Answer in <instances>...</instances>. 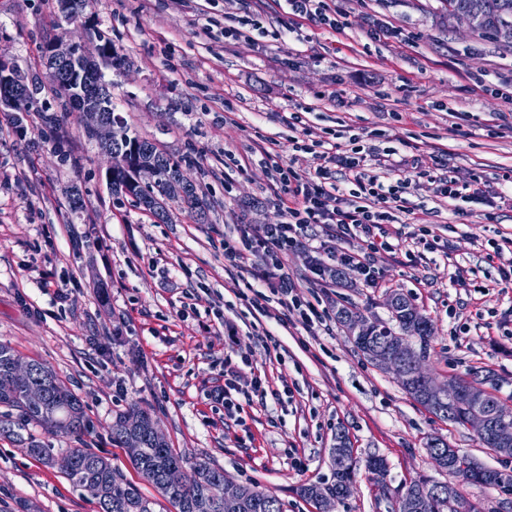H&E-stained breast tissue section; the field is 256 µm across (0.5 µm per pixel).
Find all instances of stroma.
<instances>
[{
	"label": "stroma",
	"instance_id": "1",
	"mask_svg": "<svg viewBox=\"0 0 512 512\" xmlns=\"http://www.w3.org/2000/svg\"><path fill=\"white\" fill-rule=\"evenodd\" d=\"M340 6L349 16L343 32L306 24L291 33L286 0H92L90 23L125 59L104 70L117 112L131 132L187 159L212 205L205 224L174 200L170 223L158 224L133 198L113 197L108 161L77 114L49 125L34 112L18 125L0 112V342L52 367L88 416L81 438L39 427L36 438L94 449L134 482L110 427L133 405L148 406L189 463L223 467L233 482L278 496L285 512H315L296 489L332 483L340 430L358 459L383 457L388 470L379 483L358 467L334 512H394L410 480L448 481L425 448L433 436L481 466L512 470V459L483 447L473 431L410 398L335 318L308 333L252 315L240 297L248 275L224 270V237L237 225L284 221L265 156L312 172L315 157L293 149L310 130L395 148L401 175L431 174L441 162L459 183L480 176L512 186V103L496 93L512 84V47L449 21L439 0ZM374 21L400 36L373 37ZM77 32L59 25L56 0H0V59L25 79L46 81V38ZM293 112L302 123L288 125ZM75 188L84 200L76 212ZM408 200L428 210L436 248L417 243L413 258L399 251L378 259L377 285L328 257L326 275H314L307 248L289 252L286 272L314 304H350L387 327V294L404 293L434 327L429 374L466 380L492 371L498 397L512 405V300L497 283L494 257L496 243L512 238V200L471 204L466 217L422 190ZM33 263L66 284L67 302L40 288ZM456 265L466 283L452 288ZM267 332L279 351L261 345ZM241 353L272 385L291 388L281 403L245 407L242 426L209 397L224 382L225 359ZM0 512H97V504L59 469L0 437Z\"/></svg>",
	"mask_w": 512,
	"mask_h": 512
}]
</instances>
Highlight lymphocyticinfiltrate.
Listing matches in <instances>:
<instances>
[{"label":"lymphocytic infiltrate","instance_id":"obj_1","mask_svg":"<svg viewBox=\"0 0 512 512\" xmlns=\"http://www.w3.org/2000/svg\"><path fill=\"white\" fill-rule=\"evenodd\" d=\"M288 6L292 14L289 31L306 22L339 32L346 27L345 12L328 0H288ZM311 144L319 149L320 163L314 172L278 171L287 193L279 201L285 222L258 230L243 224L238 236L224 239L225 270L247 272L258 285L249 300L251 309L281 326H298L307 332L322 325L326 313L299 296L295 282L284 271V257L306 245L312 227L321 226L329 229L335 240L357 242V250L340 253L338 262L356 267L367 282L376 283L374 257L394 252L387 226L394 223L396 212L406 211V196L413 184L412 177L406 175L383 180L373 174V167L388 166L389 153L349 148L322 135L312 137ZM343 182L349 184V191L340 190ZM424 187L436 197L457 201L456 212L461 216L466 215L467 204L488 200L491 192L488 182L477 179L462 188L448 175L427 177ZM279 396V390L255 372L246 356L236 363L225 361L224 384L211 394L213 400L223 403L225 417L234 419L244 405H263L268 398Z\"/></svg>","mask_w":512,"mask_h":512}]
</instances>
